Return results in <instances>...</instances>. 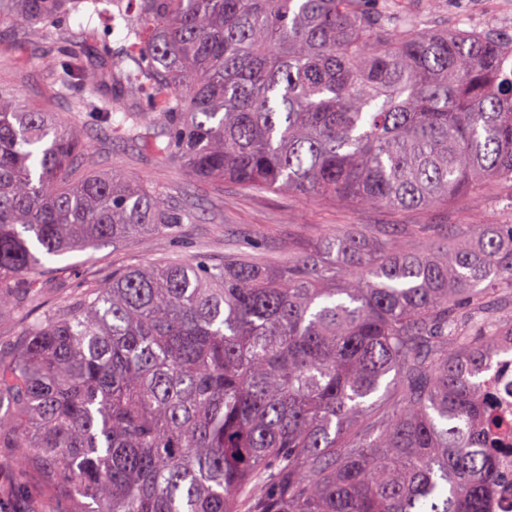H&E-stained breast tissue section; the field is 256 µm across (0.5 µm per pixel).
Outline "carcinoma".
<instances>
[{"label": "carcinoma", "mask_w": 512, "mask_h": 512, "mask_svg": "<svg viewBox=\"0 0 512 512\" xmlns=\"http://www.w3.org/2000/svg\"><path fill=\"white\" fill-rule=\"evenodd\" d=\"M80 10L127 45L70 32ZM19 22L74 112L146 105L151 148L201 179L397 211L512 184V36L362 0H0ZM188 216L0 82V318L55 290L44 260ZM486 282L512 286V224L429 253L350 228L277 265L114 270L0 347V451L48 512H489L478 372L512 311L458 318Z\"/></svg>", "instance_id": "carcinoma-1"}]
</instances>
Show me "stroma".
Masks as SVG:
<instances>
[{
    "label": "stroma",
    "instance_id": "obj_1",
    "mask_svg": "<svg viewBox=\"0 0 512 512\" xmlns=\"http://www.w3.org/2000/svg\"><path fill=\"white\" fill-rule=\"evenodd\" d=\"M501 0H401L403 10L420 16L425 27L475 28L512 33ZM0 75L13 80L20 100L70 115V100L58 97L47 82L36 41L17 43L0 28ZM78 129L93 166L118 168L157 191H169L191 213L173 233L141 235L119 246L69 252L46 261L41 278L63 282L73 291L89 279L107 278L113 269L165 259L218 261L238 254L281 263L322 248L345 226L361 225L371 235H398L411 251L444 245L451 228L468 224H512V187L487 183L474 194L445 206L414 211L351 208L224 182L193 179L183 163L146 148L134 117L116 112L111 124L82 113Z\"/></svg>",
    "mask_w": 512,
    "mask_h": 512
}]
</instances>
